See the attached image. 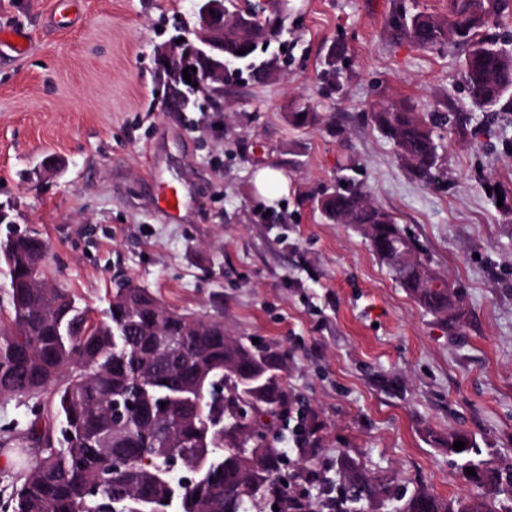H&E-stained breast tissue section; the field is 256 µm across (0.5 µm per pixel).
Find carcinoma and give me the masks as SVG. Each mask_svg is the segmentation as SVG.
I'll list each match as a JSON object with an SVG mask.
<instances>
[{"mask_svg":"<svg viewBox=\"0 0 512 512\" xmlns=\"http://www.w3.org/2000/svg\"><path fill=\"white\" fill-rule=\"evenodd\" d=\"M511 8L512 0H452L446 23L418 13L395 16L390 24L420 48L465 46L462 81L471 104L512 112V37L492 30ZM258 38L228 28L224 50L262 81L270 72L266 63L254 62ZM157 80L172 94L184 86L176 65L158 72ZM373 119L415 178L427 185L440 180L444 156L433 128L460 125L462 113L423 117L398 103L374 112ZM316 120L307 104L288 113L296 128ZM317 208L334 224L368 227L365 236L378 257L386 247L410 254L412 261L389 270L424 312L448 327V335L460 334L467 309L455 290L445 278L440 288L417 287L427 262L353 177L342 176L317 199ZM46 250L36 234L0 241L12 312L10 326L0 332V397L48 394L60 425L55 439L37 436L40 456L3 505L8 512H103L109 505L112 512H263L267 501L279 512H381L386 501L388 512H512V470L504 473L462 432L448 434V455L459 460L463 478L476 490L472 495L441 498L419 484L395 496L343 454L322 507L302 500L279 478L283 438L248 440L254 416L288 404V352L231 336L220 316L181 312L129 280L116 281L95 318L46 277ZM217 384L220 396L214 395ZM456 441L465 448L455 450ZM171 459L191 481L170 470Z\"/></svg>","mask_w":512,"mask_h":512,"instance_id":"cac0c4a2","label":"carcinoma"}]
</instances>
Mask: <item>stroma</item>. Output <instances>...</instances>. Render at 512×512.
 I'll return each mask as SVG.
<instances>
[{
	"label": "stroma",
	"mask_w": 512,
	"mask_h": 512,
	"mask_svg": "<svg viewBox=\"0 0 512 512\" xmlns=\"http://www.w3.org/2000/svg\"><path fill=\"white\" fill-rule=\"evenodd\" d=\"M60 2L0 0V29L30 37L22 54L0 45V204L12 216L0 240L43 237L48 276L91 313L119 270L171 307L220 313L230 334L290 350L288 392L316 449L309 458L283 440L284 473L313 501L344 452L393 488L421 481L448 499L468 492L449 432L512 458V113L471 105L462 46L420 49L390 25L449 19L451 0H288L282 35L258 51L278 60L276 75L242 78L217 108L200 96L190 112L163 110L154 74L160 49L193 26L194 0H79L66 21ZM337 41L347 63L332 93L323 71ZM403 99L425 115L466 114L434 131L439 184L416 180L371 120ZM299 101L319 124L288 123ZM348 163L455 286L461 335L416 304L361 231L316 209ZM265 166L288 179L271 205L253 183ZM171 186L187 199L176 215L163 202ZM54 424L36 400L0 398V503L39 452L29 427Z\"/></svg>",
	"instance_id": "35a3bbf8"
}]
</instances>
